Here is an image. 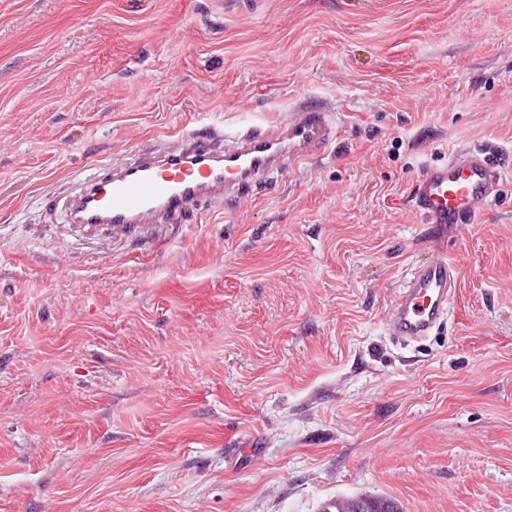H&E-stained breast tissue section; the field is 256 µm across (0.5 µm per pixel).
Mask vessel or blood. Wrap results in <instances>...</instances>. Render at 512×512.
<instances>
[{
  "mask_svg": "<svg viewBox=\"0 0 512 512\" xmlns=\"http://www.w3.org/2000/svg\"><path fill=\"white\" fill-rule=\"evenodd\" d=\"M336 137L332 114L312 101L302 102L285 120L261 118L231 131L223 123L193 118L170 133L168 148L146 149L119 169L84 180L66 220L84 235L104 228L161 250L171 242L168 225L189 223L200 201L226 204L254 195L272 173L325 151ZM500 181L499 166L472 148L424 168L413 200L430 226L433 245L391 306L389 328L395 336L421 339L447 315L459 274L448 240L495 197Z\"/></svg>",
  "mask_w": 512,
  "mask_h": 512,
  "instance_id": "vessel-or-blood-1",
  "label": "vessel or blood"
}]
</instances>
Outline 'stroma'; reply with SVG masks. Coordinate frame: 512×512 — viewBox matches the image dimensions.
<instances>
[{
	"mask_svg": "<svg viewBox=\"0 0 512 512\" xmlns=\"http://www.w3.org/2000/svg\"><path fill=\"white\" fill-rule=\"evenodd\" d=\"M340 136L172 245L81 238L48 197L193 112L304 99ZM502 167L404 346L412 189ZM512 512V0H0V512Z\"/></svg>",
	"mask_w": 512,
	"mask_h": 512,
	"instance_id": "stroma-1",
	"label": "stroma"
}]
</instances>
